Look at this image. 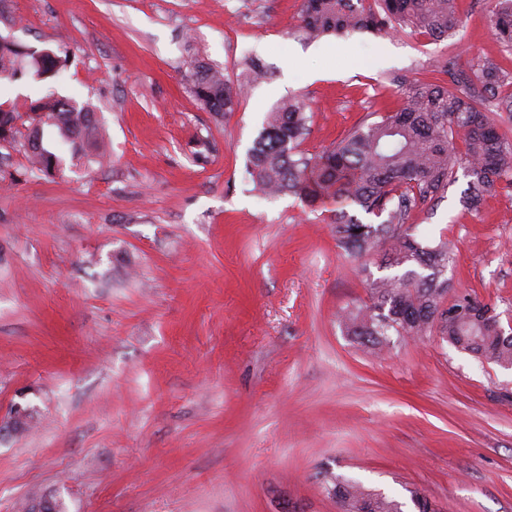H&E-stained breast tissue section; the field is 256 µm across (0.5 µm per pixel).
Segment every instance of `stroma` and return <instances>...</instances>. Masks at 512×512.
I'll return each instance as SVG.
<instances>
[{"mask_svg": "<svg viewBox=\"0 0 512 512\" xmlns=\"http://www.w3.org/2000/svg\"><path fill=\"white\" fill-rule=\"evenodd\" d=\"M302 0H0V34L61 48L45 82L0 85L26 111L48 91L90 105L103 161L31 173L0 144V512L42 495L65 512H340L333 479L417 512H512V369L442 339L392 337L374 354L342 314L386 274L351 257L336 205L254 193L247 152L267 112L304 97L303 150L396 110L448 53L512 71L491 0H458L453 38L306 41ZM270 78L233 112L203 110L193 62ZM457 168L409 222L454 244L449 298L512 320V191L463 201ZM32 411L29 407L16 405L7 420H0V435L4 430L19 433L28 428Z\"/></svg>", "mask_w": 512, "mask_h": 512, "instance_id": "stroma-1", "label": "stroma"}]
</instances>
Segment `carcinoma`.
<instances>
[{
    "label": "carcinoma",
    "mask_w": 512,
    "mask_h": 512,
    "mask_svg": "<svg viewBox=\"0 0 512 512\" xmlns=\"http://www.w3.org/2000/svg\"><path fill=\"white\" fill-rule=\"evenodd\" d=\"M363 2L302 0L296 32L314 41L348 32L401 34L408 29L444 40L457 24V0H378L377 10ZM490 23L495 38L512 49V0H495ZM64 67L65 60L52 50L37 58L0 41L1 81L28 73L45 80ZM246 71L247 80L234 84L220 70L198 64L189 76L190 93L208 112H232L249 83L267 77L255 59L246 61ZM439 72L449 75L452 85L409 80L402 107L359 125L316 154L301 149L309 133L310 105L300 98L284 101L266 115L246 168L255 187L269 197L335 202L336 238L352 254L384 249L381 267L395 273L372 281L368 303L343 316L347 335L358 344L380 349L393 334L425 336L437 324L442 338L457 349L512 367V336L486 323V304L468 294L445 304L448 281L442 276L455 259L448 241L424 245L408 224L415 208L444 193L462 164L470 177L466 198L472 203L512 188V139L500 132L497 120V113L512 112V97L498 98L499 89L512 84V72L492 60L463 67L457 54L442 60ZM461 85H478L483 95L461 92ZM0 141L28 146L31 171L45 177L62 173L66 147L74 165L102 155L94 110L53 92L31 102L26 116L0 102ZM361 213L385 219L366 224ZM328 491L342 512H403L399 502L355 481H335Z\"/></svg>",
    "instance_id": "carcinoma-1"
}]
</instances>
